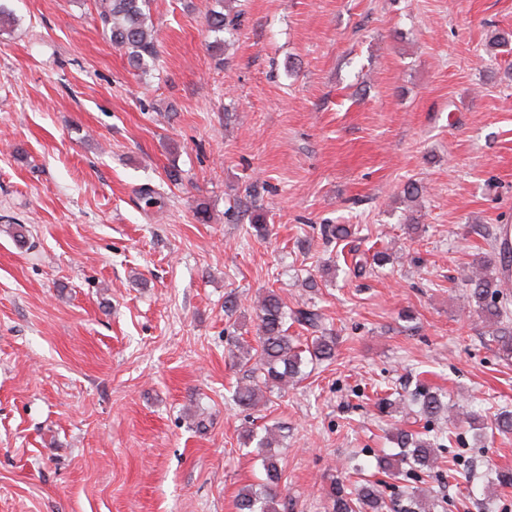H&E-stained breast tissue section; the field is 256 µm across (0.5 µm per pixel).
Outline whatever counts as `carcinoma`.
Returning <instances> with one entry per match:
<instances>
[{"mask_svg":"<svg viewBox=\"0 0 512 512\" xmlns=\"http://www.w3.org/2000/svg\"><path fill=\"white\" fill-rule=\"evenodd\" d=\"M149 0H104L99 18L109 30L112 44L126 51L132 67L145 70L144 57L156 58V38L149 20ZM505 254L478 257L469 274L463 277L465 290L461 294L467 307L475 308L477 315L496 326L492 336L499 354L512 360V330L503 325L512 313L508 308ZM258 320V347H249L239 364L249 366L248 382L234 391L235 403L252 410L260 402V388L284 392L296 384L302 368L309 364L329 361L336 353L335 337L327 335L323 326V314L314 306L295 310L288 309L274 290L268 291L256 309ZM315 333L311 342L302 347L288 335V323ZM447 409L442 394L431 386L421 383L413 393L409 413L431 422ZM447 434L423 426L415 431L394 425L388 440L398 448L396 453H384L376 457L377 473L397 478L411 472L429 473L439 467V452L443 449ZM255 444L265 478L244 487L235 501L236 512H279L278 487L281 468L278 455L272 451L276 443L275 431L264 429L259 434L252 430L245 435V444ZM327 499L332 512H426L427 500L414 488L403 492L400 499L387 505L380 490V480H363L352 488L333 480L327 489Z\"/></svg>","mask_w":512,"mask_h":512,"instance_id":"cac0c4a2","label":"carcinoma"}]
</instances>
